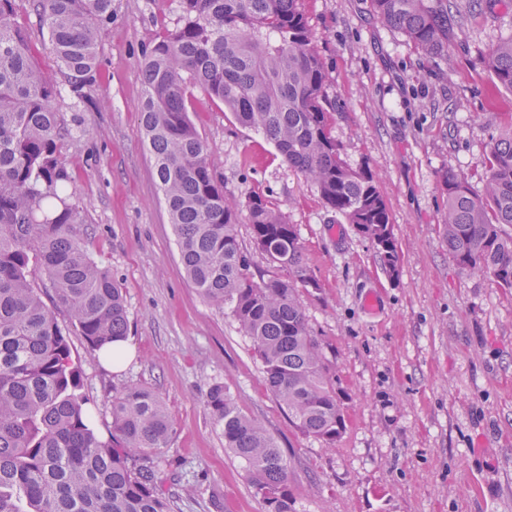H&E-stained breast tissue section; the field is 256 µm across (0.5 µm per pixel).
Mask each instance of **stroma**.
Instances as JSON below:
<instances>
[{
    "instance_id": "stroma-1",
    "label": "stroma",
    "mask_w": 512,
    "mask_h": 512,
    "mask_svg": "<svg viewBox=\"0 0 512 512\" xmlns=\"http://www.w3.org/2000/svg\"><path fill=\"white\" fill-rule=\"evenodd\" d=\"M465 36L434 58L380 24L370 0H302L329 75L324 107L347 165L375 175L401 251L390 279L369 239L325 206L272 144L201 89L191 119L216 180L237 201L264 196L297 225L320 291L299 290L344 400L335 446L302 434L267 392L251 342L187 280L174 230L140 139L142 52L177 27L178 0H112L99 47V106H55L72 130L70 190L91 252L125 295L134 356L106 368L69 336L99 434L116 391L141 384L162 398L174 432L163 490L171 512H264L208 414L228 384L290 466L295 512H512V290L461 268L440 227L442 173L471 174L512 124V92L493 87L488 56L512 34V0H457ZM374 307H366V296Z\"/></svg>"
}]
</instances>
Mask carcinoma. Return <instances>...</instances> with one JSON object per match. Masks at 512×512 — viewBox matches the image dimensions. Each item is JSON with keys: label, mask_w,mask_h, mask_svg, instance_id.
<instances>
[{"label": "carcinoma", "mask_w": 512, "mask_h": 512, "mask_svg": "<svg viewBox=\"0 0 512 512\" xmlns=\"http://www.w3.org/2000/svg\"><path fill=\"white\" fill-rule=\"evenodd\" d=\"M385 26L426 56L448 47L464 17L448 0H371ZM180 25L142 54L140 130L153 158L180 263L202 297L226 311L260 361L268 391L293 424L327 447L345 428V406L318 337L310 333L297 287L320 284L304 259L296 225L261 195L246 201L254 245L276 271L255 280L237 235L238 204L216 182L206 144L187 111L188 86L224 104L261 133L282 162L314 184L323 203L375 246L387 274L400 250L389 208L370 170L342 160L322 105L328 74L299 0H179ZM38 18L55 60L51 74L29 46L25 18ZM112 0H0V512H170L158 486L159 459L173 434L150 389L112 396V432L92 425L83 376L65 328L28 279L46 273L88 347L126 339L122 289L77 231L64 151L72 130L53 102L62 93L92 103L101 32ZM494 87L512 92V36L492 48ZM483 190L470 177L442 176V235L456 263L512 288V126L491 144ZM206 405L224 447L245 463L265 512H293L288 461L262 425L216 383Z\"/></svg>", "instance_id": "carcinoma-1"}]
</instances>
